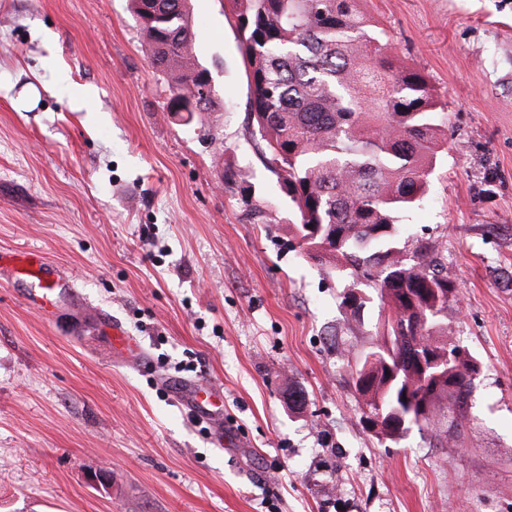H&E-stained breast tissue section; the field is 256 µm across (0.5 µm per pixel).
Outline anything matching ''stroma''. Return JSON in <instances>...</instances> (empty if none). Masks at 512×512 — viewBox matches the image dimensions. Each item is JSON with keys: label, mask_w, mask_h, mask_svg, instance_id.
<instances>
[{"label": "stroma", "mask_w": 512, "mask_h": 512, "mask_svg": "<svg viewBox=\"0 0 512 512\" xmlns=\"http://www.w3.org/2000/svg\"><path fill=\"white\" fill-rule=\"evenodd\" d=\"M368 8L445 105L401 243L455 286L441 319L479 372L440 426L463 442L363 422L379 306L352 317L302 244L229 0L191 2L208 138L166 111L130 0H0V252H41L75 290L47 319L0 267V512H512V0ZM114 322L137 354L113 352ZM174 379L222 388L223 445Z\"/></svg>", "instance_id": "1"}]
</instances>
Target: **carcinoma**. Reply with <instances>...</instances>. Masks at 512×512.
<instances>
[{
  "label": "carcinoma",
  "mask_w": 512,
  "mask_h": 512,
  "mask_svg": "<svg viewBox=\"0 0 512 512\" xmlns=\"http://www.w3.org/2000/svg\"><path fill=\"white\" fill-rule=\"evenodd\" d=\"M189 0H132L149 47V62L168 76L169 100L195 97L180 114L215 111L210 70L195 54ZM363 0H231L241 32L251 89L250 117L263 163L278 176L307 246L325 274L345 282L342 304L360 313L368 300H350L355 289L380 295L384 318L373 350L355 370L365 409L448 440L439 430L444 401L464 404L476 363L448 348L439 313L453 284L439 258L420 246H401L405 221L425 203L438 156L447 145L438 100L425 74L399 62L383 28ZM425 341L439 357L452 352L448 380L433 409L411 422L403 378L413 346Z\"/></svg>",
  "instance_id": "obj_1"
}]
</instances>
